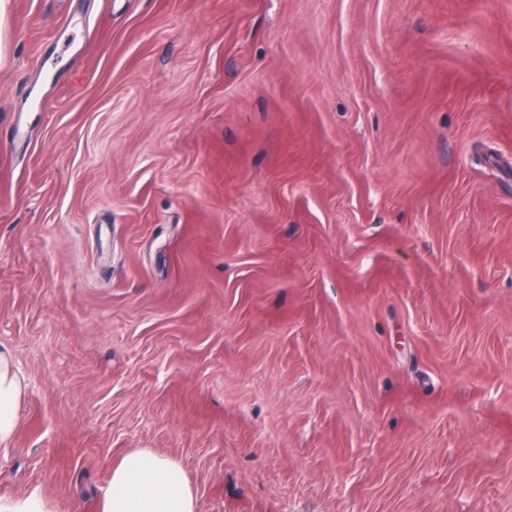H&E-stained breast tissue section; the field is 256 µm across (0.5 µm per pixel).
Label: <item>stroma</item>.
<instances>
[{"label":"stroma","instance_id":"35a3bbf8","mask_svg":"<svg viewBox=\"0 0 512 512\" xmlns=\"http://www.w3.org/2000/svg\"><path fill=\"white\" fill-rule=\"evenodd\" d=\"M0 497L512 512V0H0ZM27 388L9 349L0 346V447L11 443L19 426L18 405ZM99 512H197V499L177 460L141 448L113 465Z\"/></svg>","mask_w":512,"mask_h":512}]
</instances>
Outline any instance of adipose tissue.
Returning <instances> with one entry per match:
<instances>
[{
    "label": "adipose tissue",
    "instance_id": "adipose-tissue-1",
    "mask_svg": "<svg viewBox=\"0 0 512 512\" xmlns=\"http://www.w3.org/2000/svg\"><path fill=\"white\" fill-rule=\"evenodd\" d=\"M27 388L9 349L0 347V447L19 426L18 405ZM99 512H197V499L181 465L148 448L113 465Z\"/></svg>",
    "mask_w": 512,
    "mask_h": 512
}]
</instances>
